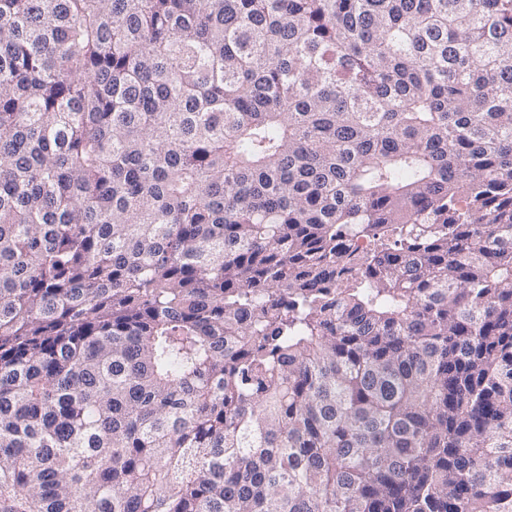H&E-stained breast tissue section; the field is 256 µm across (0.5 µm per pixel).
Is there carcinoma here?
Returning <instances> with one entry per match:
<instances>
[{
  "label": "carcinoma",
  "mask_w": 512,
  "mask_h": 512,
  "mask_svg": "<svg viewBox=\"0 0 512 512\" xmlns=\"http://www.w3.org/2000/svg\"><path fill=\"white\" fill-rule=\"evenodd\" d=\"M0 512H512V0H0Z\"/></svg>",
  "instance_id": "cac0c4a2"
}]
</instances>
